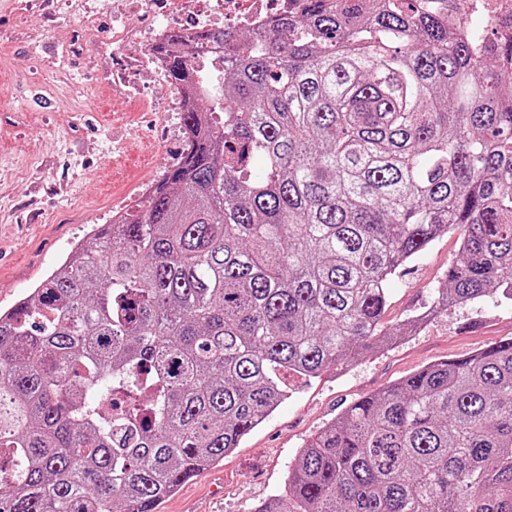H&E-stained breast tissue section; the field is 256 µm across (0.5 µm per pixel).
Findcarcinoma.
I'll list each match as a JSON object with an SVG mask.
<instances>
[{
	"label": "carcinoma",
	"mask_w": 512,
	"mask_h": 512,
	"mask_svg": "<svg viewBox=\"0 0 512 512\" xmlns=\"http://www.w3.org/2000/svg\"><path fill=\"white\" fill-rule=\"evenodd\" d=\"M463 0H304L151 48L180 161L0 311V512H157L286 397L384 347L389 285L449 230L428 313L512 300V38ZM228 46L224 90L200 49ZM121 402L107 416L101 398ZM255 512H512V338L347 406Z\"/></svg>",
	"instance_id": "obj_1"
}]
</instances>
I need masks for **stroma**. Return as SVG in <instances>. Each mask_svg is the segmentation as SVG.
I'll use <instances>...</instances> for the list:
<instances>
[{"label":"stroma","instance_id":"1","mask_svg":"<svg viewBox=\"0 0 512 512\" xmlns=\"http://www.w3.org/2000/svg\"><path fill=\"white\" fill-rule=\"evenodd\" d=\"M139 0H0V308L12 307L57 268L113 210L139 199L182 149L178 95L154 72L145 40L124 48L137 64L117 92L112 42L125 25L145 33L157 16ZM165 107L174 135L156 149L144 121ZM441 235L391 283L383 327L424 312L459 251ZM512 337V301L449 307L418 331L348 366L306 380L282 378L288 398L242 441L167 498L159 512H254L284 484L305 444L349 404L428 364L462 359Z\"/></svg>","mask_w":512,"mask_h":512}]
</instances>
